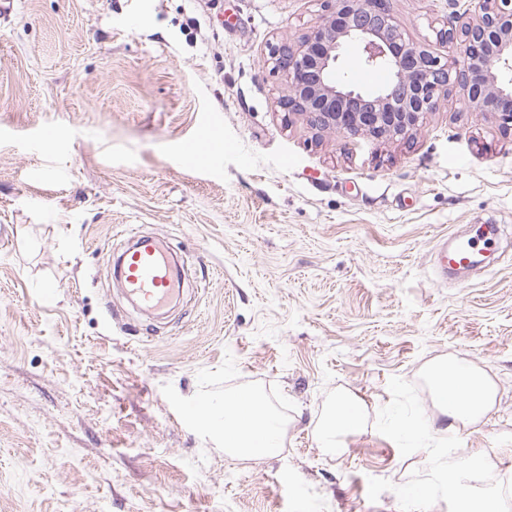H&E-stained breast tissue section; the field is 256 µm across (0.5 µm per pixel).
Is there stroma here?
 I'll return each instance as SVG.
<instances>
[{
	"mask_svg": "<svg viewBox=\"0 0 512 512\" xmlns=\"http://www.w3.org/2000/svg\"><path fill=\"white\" fill-rule=\"evenodd\" d=\"M406 37L465 0H390ZM321 0H17L0 20V512H455L478 458L512 512V135L460 89L412 137L315 135L277 105L271 44ZM220 137V161L185 144ZM497 225L488 269L442 276L448 239ZM189 269L156 318L113 275L130 231ZM51 296H44V289ZM456 358L498 397L454 451L389 436L436 414ZM259 392L270 458L224 453L185 406ZM365 427L317 448L336 396Z\"/></svg>",
	"mask_w": 512,
	"mask_h": 512,
	"instance_id": "stroma-1",
	"label": "stroma"
}]
</instances>
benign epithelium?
<instances>
[{
	"instance_id": "1",
	"label": "benign epithelium",
	"mask_w": 512,
	"mask_h": 512,
	"mask_svg": "<svg viewBox=\"0 0 512 512\" xmlns=\"http://www.w3.org/2000/svg\"><path fill=\"white\" fill-rule=\"evenodd\" d=\"M473 14L437 30L451 54H434L406 38L389 0H322L325 14L295 44L271 49L272 70L285 76L284 111L316 130L375 139L406 136L459 86L471 111L490 114L512 132V0H470ZM352 42L365 69L387 70L388 82L365 92L336 80L343 46Z\"/></svg>"
}]
</instances>
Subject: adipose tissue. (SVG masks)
Listing matches in <instances>:
<instances>
[{
	"mask_svg": "<svg viewBox=\"0 0 512 512\" xmlns=\"http://www.w3.org/2000/svg\"><path fill=\"white\" fill-rule=\"evenodd\" d=\"M426 381L441 422L426 424L412 421L402 424L403 433L418 436L430 432L458 433L479 424L496 403L497 386L481 368L453 358L431 363L425 371ZM364 405L353 394L339 397L317 429V444L331 453H340L344 436L362 424ZM204 419L223 417L224 446L234 456H269L282 445L283 424L266 409L255 393L226 396L222 405L205 406ZM481 467H468L466 473H446L449 494L455 499L457 512H496L495 499L474 497L468 486L470 479L480 476Z\"/></svg>",
	"mask_w": 512,
	"mask_h": 512,
	"instance_id": "adipose-tissue-1",
	"label": "adipose tissue"
}]
</instances>
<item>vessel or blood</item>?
<instances>
[{"label":"vessel or blood","instance_id":"vessel-or-blood-1","mask_svg":"<svg viewBox=\"0 0 512 512\" xmlns=\"http://www.w3.org/2000/svg\"><path fill=\"white\" fill-rule=\"evenodd\" d=\"M480 253L479 238L457 242L454 247H440L437 266L440 272L473 267ZM119 274L128 295L145 309L162 308L178 296L169 253L152 240L138 241L124 253Z\"/></svg>","mask_w":512,"mask_h":512}]
</instances>
